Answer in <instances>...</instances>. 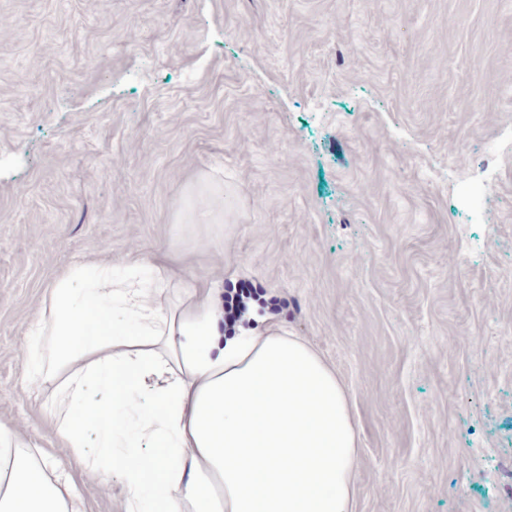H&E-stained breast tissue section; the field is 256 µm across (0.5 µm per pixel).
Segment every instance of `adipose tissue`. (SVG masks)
I'll use <instances>...</instances> for the list:
<instances>
[{
  "instance_id": "obj_1",
  "label": "adipose tissue",
  "mask_w": 512,
  "mask_h": 512,
  "mask_svg": "<svg viewBox=\"0 0 512 512\" xmlns=\"http://www.w3.org/2000/svg\"><path fill=\"white\" fill-rule=\"evenodd\" d=\"M224 296L220 282L182 286L165 258L82 259L28 326L22 388L86 473L120 467L126 512H353L341 382L277 325L225 327ZM100 382L112 394L96 400ZM0 512H84L64 462L2 425Z\"/></svg>"
}]
</instances>
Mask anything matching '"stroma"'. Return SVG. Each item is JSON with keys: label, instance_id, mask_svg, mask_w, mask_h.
<instances>
[{"label": "stroma", "instance_id": "obj_1", "mask_svg": "<svg viewBox=\"0 0 512 512\" xmlns=\"http://www.w3.org/2000/svg\"><path fill=\"white\" fill-rule=\"evenodd\" d=\"M166 252L341 379L354 512H512V0H0V423L48 284Z\"/></svg>", "mask_w": 512, "mask_h": 512}]
</instances>
